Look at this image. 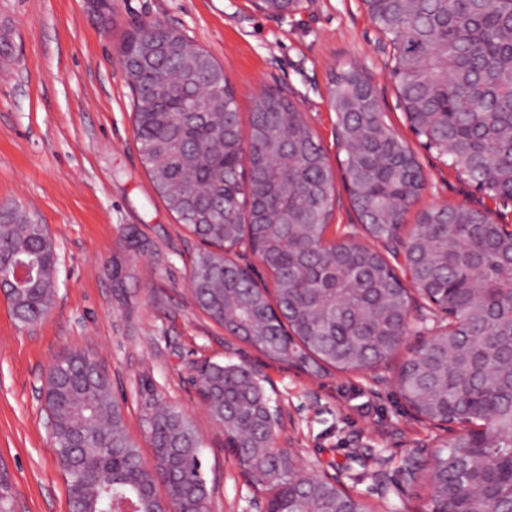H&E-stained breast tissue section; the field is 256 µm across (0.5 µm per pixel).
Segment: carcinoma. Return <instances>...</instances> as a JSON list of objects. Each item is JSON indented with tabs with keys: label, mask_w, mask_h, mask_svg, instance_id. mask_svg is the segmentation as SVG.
<instances>
[{
	"label": "carcinoma",
	"mask_w": 512,
	"mask_h": 512,
	"mask_svg": "<svg viewBox=\"0 0 512 512\" xmlns=\"http://www.w3.org/2000/svg\"><path fill=\"white\" fill-rule=\"evenodd\" d=\"M363 2L393 47L391 74L413 134L450 158L458 177L496 207H508L512 0ZM162 27L147 22L126 33L121 61L142 163L168 208L209 246L193 263L197 305L267 358L315 373L390 360L408 335L412 297L380 251L326 240L334 176L302 113L287 97L267 93L243 128L223 67L171 27L175 60L137 63ZM206 97L212 111H191ZM330 100L343 179L365 232L401 246L422 269L418 294L446 297L453 317L398 372L400 391L420 417L472 425L435 452L430 503L442 508L451 492L467 512H512V233L489 208L467 204L422 210L405 232L424 185L414 151L384 120L357 68L335 76ZM242 242L271 271L273 288L235 276L224 253ZM17 261L36 277L3 292L28 325L54 302L57 250L35 216L5 204L0 274ZM193 382L249 484L268 494V512H369L322 478L299 480L288 452L268 447L279 408L257 376L230 361H207ZM145 392L150 468L127 433L107 371L93 357L70 352L49 368L44 411L71 512H163L168 502L181 512H207L203 439L183 410ZM485 418L490 424L476 448L473 426ZM476 472L496 479L475 490Z\"/></svg>",
	"instance_id": "cac0c4a2"
}]
</instances>
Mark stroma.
<instances>
[{"label": "stroma", "mask_w": 512, "mask_h": 512, "mask_svg": "<svg viewBox=\"0 0 512 512\" xmlns=\"http://www.w3.org/2000/svg\"><path fill=\"white\" fill-rule=\"evenodd\" d=\"M0 0V204L45 224L58 253V288L44 319L20 324L0 295V468L15 512H70L41 387L50 365L80 351L105 367L129 434L152 462L140 410L143 381L182 409L203 440L210 512H264L191 378L206 361L254 366L281 409L277 444L306 472L345 486L373 512H426L432 456L460 427L419 420L395 377L416 347L408 336L373 370L314 374L267 359L196 306L189 281L201 243L156 193L132 123L119 53L126 31L158 20L223 66L242 121L278 91L303 112L341 174L334 74L355 64L388 124L406 140L425 185L414 210L477 205L482 195L423 148L391 77L392 47L362 0H299L274 15L254 0Z\"/></svg>", "instance_id": "stroma-1"}]
</instances>
